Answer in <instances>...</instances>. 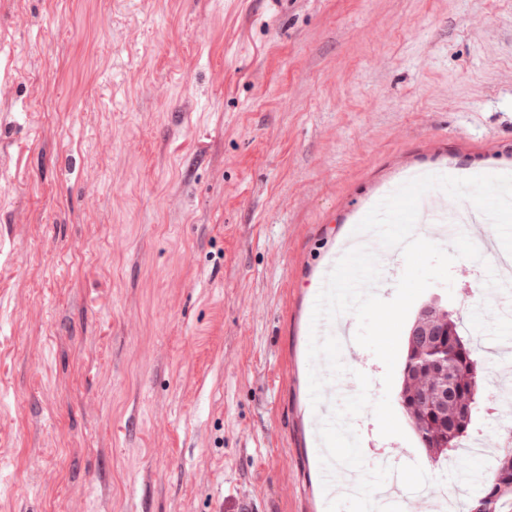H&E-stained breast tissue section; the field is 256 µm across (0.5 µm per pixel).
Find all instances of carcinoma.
<instances>
[{"mask_svg": "<svg viewBox=\"0 0 512 512\" xmlns=\"http://www.w3.org/2000/svg\"><path fill=\"white\" fill-rule=\"evenodd\" d=\"M431 322L447 328V335L436 336L434 340L448 342L451 351L448 373L428 383L408 374V363H403L400 399L419 444L439 462L448 455V449L438 447L440 434L451 430L454 415L452 408L443 407L441 391L452 382L465 392H478L482 366L476 349L465 339L459 322L452 315L434 314ZM481 506L493 512H512V452L504 448L480 495L470 500L466 512H475Z\"/></svg>", "mask_w": 512, "mask_h": 512, "instance_id": "obj_1", "label": "carcinoma"}]
</instances>
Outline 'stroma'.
I'll list each match as a JSON object with an SVG mask.
<instances>
[{"instance_id":"stroma-1","label":"stroma","mask_w":512,"mask_h":512,"mask_svg":"<svg viewBox=\"0 0 512 512\" xmlns=\"http://www.w3.org/2000/svg\"><path fill=\"white\" fill-rule=\"evenodd\" d=\"M418 173L512 174V0H0V512H327L323 266ZM495 467L512 331L467 259ZM354 417L417 463L464 458Z\"/></svg>"}]
</instances>
